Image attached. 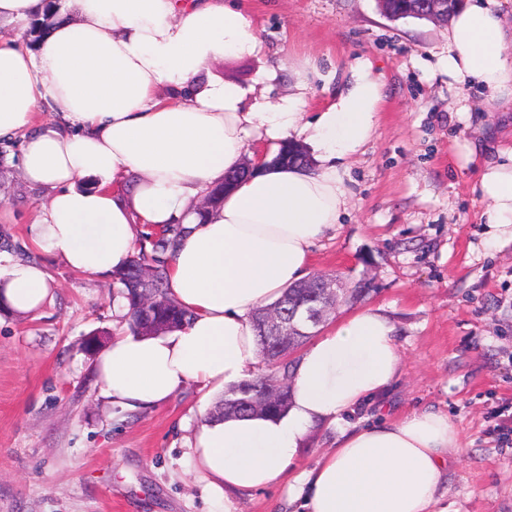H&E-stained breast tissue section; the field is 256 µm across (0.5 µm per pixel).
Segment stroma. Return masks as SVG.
Segmentation results:
<instances>
[{"instance_id": "stroma-1", "label": "stroma", "mask_w": 512, "mask_h": 512, "mask_svg": "<svg viewBox=\"0 0 512 512\" xmlns=\"http://www.w3.org/2000/svg\"><path fill=\"white\" fill-rule=\"evenodd\" d=\"M244 3L262 49L214 62L212 79L275 101L305 71L310 112L344 86L354 57H368L384 83L375 133L348 163V208L312 249L311 274L369 283L363 304L393 321L402 357L390 389L345 423L446 412L462 439L448 512H512V449L492 431L497 408L512 412V242L485 247L474 190L479 167L512 146V102L487 109L479 87L449 86L437 22L389 20L376 0ZM20 157L16 142L0 160V227L56 291L41 318L0 312V512H224L189 455L203 407L196 386L143 411L100 397L82 344L126 330L122 299L111 279L28 248L38 193L21 179ZM228 497L238 512L300 508L284 481Z\"/></svg>"}]
</instances>
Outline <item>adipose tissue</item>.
I'll return each mask as SVG.
<instances>
[{
	"instance_id": "ef3b65f1",
	"label": "adipose tissue",
	"mask_w": 512,
	"mask_h": 512,
	"mask_svg": "<svg viewBox=\"0 0 512 512\" xmlns=\"http://www.w3.org/2000/svg\"><path fill=\"white\" fill-rule=\"evenodd\" d=\"M507 0H463L446 28L453 86L489 100L512 92ZM36 50L0 40V139L21 141L24 180L41 190L32 247L99 278L126 267L138 225L185 229L168 255L169 296L192 320L156 335L119 333L97 354L100 394L144 410L189 385L204 397L249 379L259 362L252 320L308 273L311 249L347 207L345 163L371 139L383 85L369 59L349 64L345 87L314 114L302 96L248 102L211 79L212 62L251 54L261 38L242 0H68ZM291 139L310 164L265 166L197 217L193 205L241 168L251 138ZM484 244L512 241V148L479 174ZM54 285L36 262L0 271V310L35 318ZM391 321L373 307L343 317L298 355L280 417L214 419L190 455L213 497L279 482L315 426L338 428L332 451L293 478L305 512H443L448 462L461 436L447 414L413 410L371 425L344 415L399 374Z\"/></svg>"
}]
</instances>
